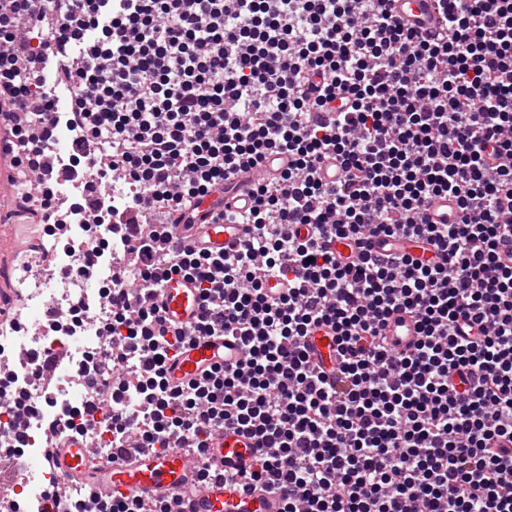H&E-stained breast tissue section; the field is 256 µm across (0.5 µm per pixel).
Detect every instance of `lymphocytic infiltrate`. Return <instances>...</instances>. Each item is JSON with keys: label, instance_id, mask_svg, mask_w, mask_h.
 Instances as JSON below:
<instances>
[{"label": "lymphocytic infiltrate", "instance_id": "lymphocytic-infiltrate-1", "mask_svg": "<svg viewBox=\"0 0 512 512\" xmlns=\"http://www.w3.org/2000/svg\"><path fill=\"white\" fill-rule=\"evenodd\" d=\"M391 0H0V112L19 178H40L35 129L70 124L64 178L93 223L60 278L111 285L92 367L72 372L93 405L53 437L100 432L101 456L192 445L233 428L255 442L245 490L282 512H512V0H439L440 36ZM349 108L322 112L337 93ZM283 152L288 167L262 171ZM333 159L343 180L323 182ZM249 167L248 236L220 256L188 251L175 224L194 199ZM130 190L112 206L103 187ZM451 198L457 217L431 223ZM314 225L302 239L294 225ZM426 243L431 259L373 255L379 237ZM357 255L340 262L332 243ZM193 279L203 313L166 327L156 293ZM288 287L265 292L268 278ZM415 323L411 351L386 327ZM323 324L336 337L335 382L299 346ZM230 336L243 355L179 387L164 362L189 336ZM91 490L47 486L48 512H84ZM98 512H170L140 495Z\"/></svg>", "mask_w": 512, "mask_h": 512}]
</instances>
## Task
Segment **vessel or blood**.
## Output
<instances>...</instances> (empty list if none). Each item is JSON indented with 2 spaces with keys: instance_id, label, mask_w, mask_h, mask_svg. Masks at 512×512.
Masks as SVG:
<instances>
[{
  "instance_id": "vessel-or-blood-1",
  "label": "vessel or blood",
  "mask_w": 512,
  "mask_h": 512,
  "mask_svg": "<svg viewBox=\"0 0 512 512\" xmlns=\"http://www.w3.org/2000/svg\"><path fill=\"white\" fill-rule=\"evenodd\" d=\"M395 12L416 26L429 32L441 31L444 20L436 0H394ZM253 204L250 196L240 193L235 183L224 185L223 194H214L195 201L198 220L193 224L188 246L220 254L236 249L244 239L248 227L225 221L204 222V215L230 208L248 211ZM374 253H406L421 256L422 243L398 236L378 239ZM162 319L170 325H194L200 314L199 293L193 282L176 277L164 283L157 293ZM304 344L314 361L324 368H332L336 361V342L328 327L311 330ZM242 356L238 343L218 336H200L180 348L167 365L171 384L179 385L198 379L215 365L229 366ZM253 442L233 430L217 431L211 438L207 457L220 468L230 472L253 469L251 453ZM45 468L54 474L87 485L99 495L147 493L153 496L177 498L176 512H279L278 496L258 491L241 493L237 486L217 480L200 486L194 481L188 460L175 451L132 448L116 460L103 462L96 448L86 439L68 436L51 448L43 460Z\"/></svg>"
}]
</instances>
